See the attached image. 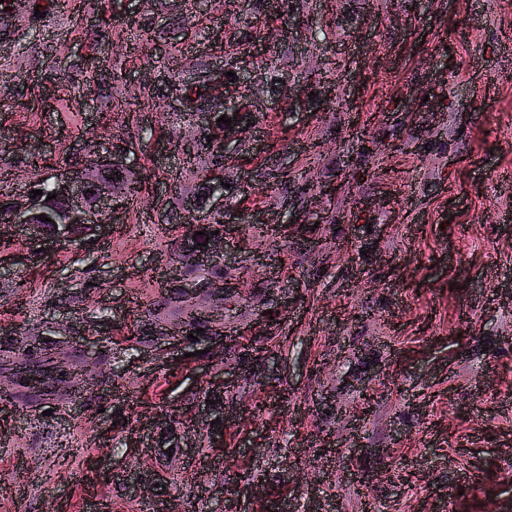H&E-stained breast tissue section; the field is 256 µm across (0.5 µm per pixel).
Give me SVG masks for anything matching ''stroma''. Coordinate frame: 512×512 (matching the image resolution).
<instances>
[{
    "instance_id": "stroma-1",
    "label": "stroma",
    "mask_w": 512,
    "mask_h": 512,
    "mask_svg": "<svg viewBox=\"0 0 512 512\" xmlns=\"http://www.w3.org/2000/svg\"><path fill=\"white\" fill-rule=\"evenodd\" d=\"M511 34L512 0H7L0 201L116 148L149 183L120 233L38 267L0 217V358L19 336L96 353L89 400L0 406V512H236L247 464L246 512H512ZM222 43L266 111L224 152V362L177 370L185 348L114 338L168 270L157 227L196 183L177 144L206 135L180 88ZM246 331L268 356L244 354ZM226 373L223 448L141 445Z\"/></svg>"
}]
</instances>
